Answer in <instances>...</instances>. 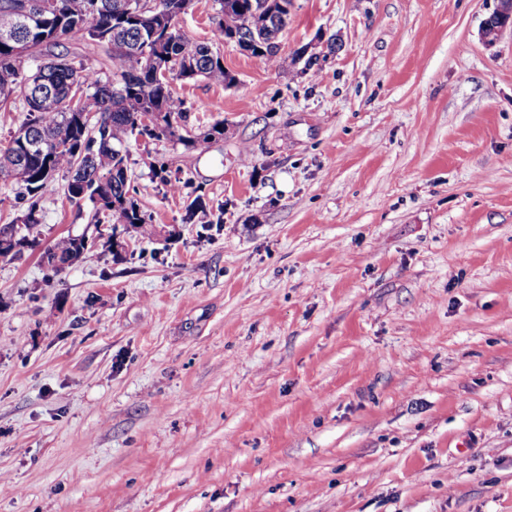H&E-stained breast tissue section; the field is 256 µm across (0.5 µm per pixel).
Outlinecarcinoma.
Segmentation results:
<instances>
[{
    "label": "carcinoma",
    "mask_w": 512,
    "mask_h": 512,
    "mask_svg": "<svg viewBox=\"0 0 512 512\" xmlns=\"http://www.w3.org/2000/svg\"><path fill=\"white\" fill-rule=\"evenodd\" d=\"M155 24L120 12L124 0H0V112H26L20 127L0 141V182L18 185L29 205L17 218V240L37 245L34 230L42 223L38 200L58 177L66 180L64 194L76 205L80 200L104 198L112 227L119 224L152 234L131 192L123 147L128 138L146 133L141 117L156 114L151 139H166L187 150H202L224 135V123L189 134L186 102L163 75L175 58L184 81L203 76L230 86L234 77L211 46L192 41L180 20L192 0H158ZM222 18L213 42L222 43L238 33L252 41V55H263L279 68L282 57L269 41L288 25L292 0H276L270 26L253 22L259 0H216ZM31 5L28 17L19 10ZM67 41L102 51L99 65L87 68ZM27 46L20 56L17 48ZM40 148L28 149L21 139ZM87 250L85 236L62 237L45 248L62 262L47 269L59 274L79 261Z\"/></svg>",
    "instance_id": "obj_1"
}]
</instances>
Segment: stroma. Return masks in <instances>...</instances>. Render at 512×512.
<instances>
[{
  "mask_svg": "<svg viewBox=\"0 0 512 512\" xmlns=\"http://www.w3.org/2000/svg\"><path fill=\"white\" fill-rule=\"evenodd\" d=\"M292 2L312 67L218 44L234 84L177 90L223 136L127 144L156 235L111 251L59 178L82 260L0 261V512H512V31Z\"/></svg>",
  "mask_w": 512,
  "mask_h": 512,
  "instance_id": "obj_1",
  "label": "stroma"
}]
</instances>
